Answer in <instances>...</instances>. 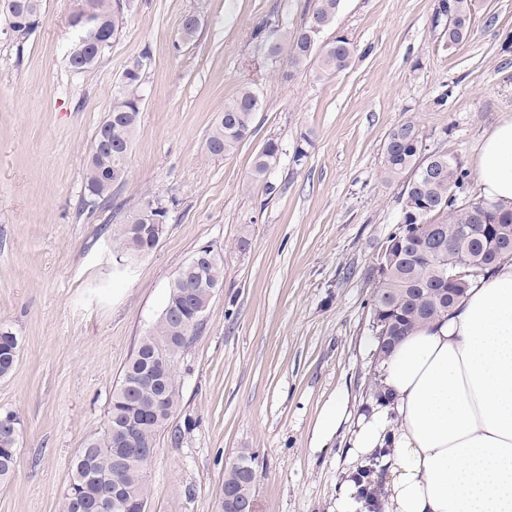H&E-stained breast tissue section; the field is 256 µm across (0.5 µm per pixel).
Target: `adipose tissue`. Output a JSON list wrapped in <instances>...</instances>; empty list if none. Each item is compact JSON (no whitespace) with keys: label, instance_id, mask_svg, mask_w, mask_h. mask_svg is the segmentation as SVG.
<instances>
[{"label":"adipose tissue","instance_id":"obj_1","mask_svg":"<svg viewBox=\"0 0 512 512\" xmlns=\"http://www.w3.org/2000/svg\"><path fill=\"white\" fill-rule=\"evenodd\" d=\"M475 173L488 202L512 208V117L484 138ZM379 375L386 397L355 419L348 454L378 457L384 512H512V259L402 337ZM348 420L340 391L318 417L314 448Z\"/></svg>","mask_w":512,"mask_h":512}]
</instances>
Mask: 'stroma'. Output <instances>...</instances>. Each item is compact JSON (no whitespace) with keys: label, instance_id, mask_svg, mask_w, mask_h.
<instances>
[{"label":"stroma","instance_id":"obj_1","mask_svg":"<svg viewBox=\"0 0 512 512\" xmlns=\"http://www.w3.org/2000/svg\"><path fill=\"white\" fill-rule=\"evenodd\" d=\"M314 2L135 0L104 61L78 75L66 61L77 0H44L25 42L0 27V327L21 341L0 377V410L21 419L0 512H63L72 459L101 429L170 282L207 245L224 255V283L178 364L147 512H221L243 454L255 458L258 512H330L351 468L347 437L316 451L314 428L337 391L354 415L372 402L373 277L409 179L384 178L385 140L409 120L429 151L472 169L484 136L512 117V0H475L452 49L433 24L437 0H341L324 36L354 41L347 69L270 67L257 31L299 27ZM190 12L199 30L181 45ZM140 57L128 177L110 207L83 209L95 131ZM246 82L262 101L252 133L212 156L210 130ZM271 138L269 193L251 171ZM149 193L172 200L170 218L149 254L118 266L107 227Z\"/></svg>","mask_w":512,"mask_h":512}]
</instances>
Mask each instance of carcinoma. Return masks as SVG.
Returning <instances> with one entry per match:
<instances>
[{"mask_svg": "<svg viewBox=\"0 0 512 512\" xmlns=\"http://www.w3.org/2000/svg\"><path fill=\"white\" fill-rule=\"evenodd\" d=\"M11 0H0V19L23 43L34 29L20 22L25 13L43 14V0H21L22 8L11 9ZM90 24L102 27L112 38L122 30L126 10L120 0H81ZM341 0H315L304 24L290 30L273 29L263 36L264 46L278 45L276 58L286 56L290 65L300 66L314 60L318 63L316 78L345 69L354 55L349 37L334 39L324 46L311 42L313 20L326 29L335 21ZM450 16L435 11V25L451 24L448 36L458 42L467 37L471 22L472 0H449ZM109 48L97 50L76 39L70 55L85 73L102 62ZM141 60L126 67L112 98L110 110L116 119L104 118L95 138H106L112 145L132 141L143 104V73ZM261 100L250 86L242 87L224 103V110L214 126L206 147L210 155L221 156L246 139L252 130ZM280 146L268 139L253 163L252 179L262 182L276 166ZM410 170L401 198V219L388 245L391 258L377 268L374 282L372 316L378 339V355L386 354L403 336L445 315L463 297L470 281L488 275L497 264L512 258V210H505L483 198L465 195L468 172L446 154L427 153L424 135L411 121L395 127L384 146L383 170L392 178ZM128 162L104 148L89 154L84 175L83 203L103 207L112 201V188L125 180ZM166 200L148 193L141 200L132 220L109 226L113 240L126 259L135 260L149 253L157 244L163 226L169 219ZM442 228L451 249L438 257L428 255L429 230ZM470 260L477 274L450 281L453 265ZM220 285L224 281V255L214 261H202L185 279H173L167 299L156 322L139 341L125 366L121 379L112 391L103 427L93 434L75 456L71 479L63 502V512H122L112 506V491L119 487L128 512H138L137 504L147 505L150 496L148 464L137 462L116 469L113 448L115 429H129L145 445L156 447V437L177 409L180 400L176 382L179 360L188 348L179 329L178 315L192 318L195 306L210 304L206 289L198 282ZM19 341L13 333L0 331V377L14 368ZM19 436L0 428V481L8 480L17 461ZM253 456L242 455L224 477V485L236 498H254L255 477L247 466Z\"/></svg>", "mask_w": 512, "mask_h": 512, "instance_id": "obj_1", "label": "carcinoma"}]
</instances>
